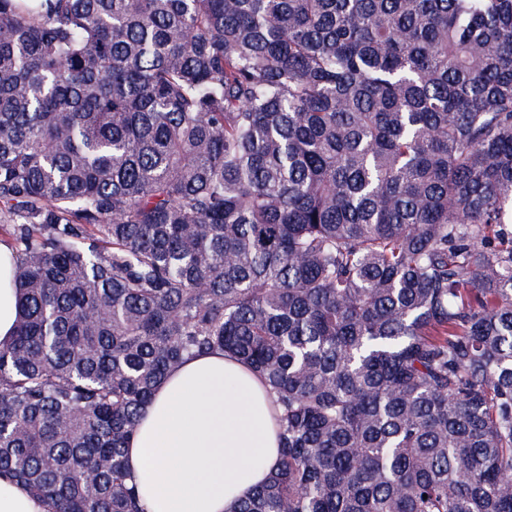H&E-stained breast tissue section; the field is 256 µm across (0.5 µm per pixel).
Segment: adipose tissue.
Segmentation results:
<instances>
[{"instance_id":"ef3b65f1","label":"adipose tissue","mask_w":512,"mask_h":512,"mask_svg":"<svg viewBox=\"0 0 512 512\" xmlns=\"http://www.w3.org/2000/svg\"><path fill=\"white\" fill-rule=\"evenodd\" d=\"M12 252L0 244V341L17 318ZM271 399L240 361L217 352L185 359L140 412L127 465L145 512H234L279 459Z\"/></svg>"}]
</instances>
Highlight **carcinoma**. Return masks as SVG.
Here are the masks:
<instances>
[{"instance_id": "carcinoma-1", "label": "carcinoma", "mask_w": 512, "mask_h": 512, "mask_svg": "<svg viewBox=\"0 0 512 512\" xmlns=\"http://www.w3.org/2000/svg\"><path fill=\"white\" fill-rule=\"evenodd\" d=\"M0 477L144 512L185 358L267 388L237 512H512V0H0ZM12 252L0 244V341L8 340L14 332L17 318L16 291L11 283Z\"/></svg>"}]
</instances>
